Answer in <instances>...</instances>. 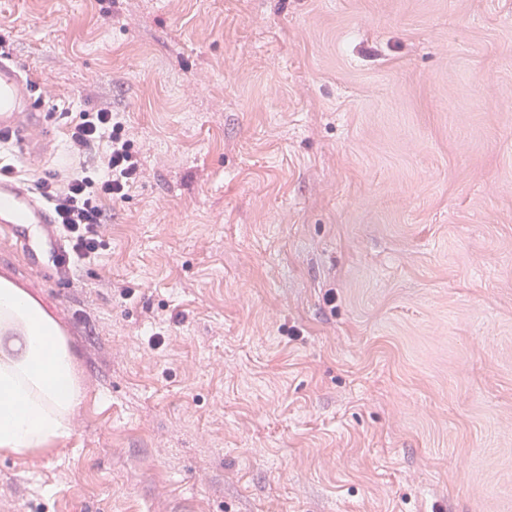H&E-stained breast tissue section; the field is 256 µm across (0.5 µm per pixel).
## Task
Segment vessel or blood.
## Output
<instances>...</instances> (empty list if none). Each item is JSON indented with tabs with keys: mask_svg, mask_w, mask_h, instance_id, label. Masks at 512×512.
Listing matches in <instances>:
<instances>
[{
	"mask_svg": "<svg viewBox=\"0 0 512 512\" xmlns=\"http://www.w3.org/2000/svg\"><path fill=\"white\" fill-rule=\"evenodd\" d=\"M49 122L31 78L13 58L0 56V140L22 160L39 162L52 145ZM0 238L56 288H68L70 247L56 232L51 210L28 183L6 175H0Z\"/></svg>",
	"mask_w": 512,
	"mask_h": 512,
	"instance_id": "b4317fda",
	"label": "vessel or blood"
}]
</instances>
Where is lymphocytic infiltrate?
<instances>
[{
  "mask_svg": "<svg viewBox=\"0 0 512 512\" xmlns=\"http://www.w3.org/2000/svg\"><path fill=\"white\" fill-rule=\"evenodd\" d=\"M71 146L84 159L80 170L52 174L35 183L50 206L56 228L72 245L74 264L94 260L107 222L101 202L126 199L141 180V147L122 113L103 106L70 120Z\"/></svg>",
  "mask_w": 512,
  "mask_h": 512,
  "instance_id": "f902f5d3",
  "label": "lymphocytic infiltrate"
}]
</instances>
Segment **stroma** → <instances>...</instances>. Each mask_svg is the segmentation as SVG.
Wrapping results in <instances>:
<instances>
[{
  "mask_svg": "<svg viewBox=\"0 0 512 512\" xmlns=\"http://www.w3.org/2000/svg\"><path fill=\"white\" fill-rule=\"evenodd\" d=\"M0 35L145 169L63 296L0 249L84 394L0 512H512V0H0ZM53 128L15 175L80 168Z\"/></svg>",
  "mask_w": 512,
  "mask_h": 512,
  "instance_id": "35a3bbf8",
  "label": "stroma"
}]
</instances>
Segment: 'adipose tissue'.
<instances>
[{
	"label": "adipose tissue",
	"mask_w": 512,
	"mask_h": 512,
	"mask_svg": "<svg viewBox=\"0 0 512 512\" xmlns=\"http://www.w3.org/2000/svg\"><path fill=\"white\" fill-rule=\"evenodd\" d=\"M74 352L26 289L0 287V451L27 455L71 434L83 397Z\"/></svg>",
	"instance_id": "ef3b65f1"
}]
</instances>
